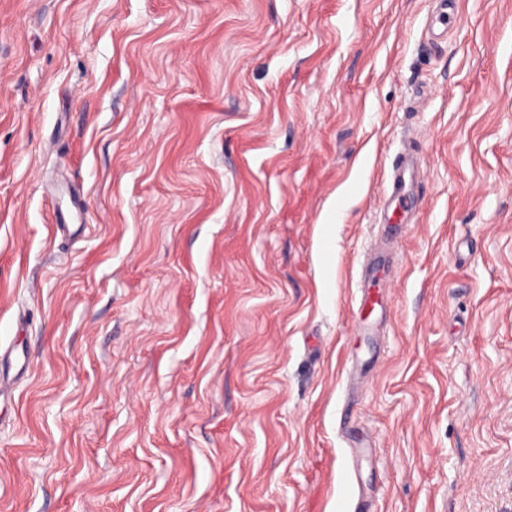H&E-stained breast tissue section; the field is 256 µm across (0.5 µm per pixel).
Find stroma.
<instances>
[{
	"label": "stroma",
	"mask_w": 512,
	"mask_h": 512,
	"mask_svg": "<svg viewBox=\"0 0 512 512\" xmlns=\"http://www.w3.org/2000/svg\"><path fill=\"white\" fill-rule=\"evenodd\" d=\"M433 6L0 0V512H512V0ZM416 175V161L412 155H403L394 162L390 192L384 190L383 213L388 224L394 223L392 218L398 210L406 209L414 203ZM389 208H392L391 216L388 215Z\"/></svg>",
	"instance_id": "obj_1"
}]
</instances>
